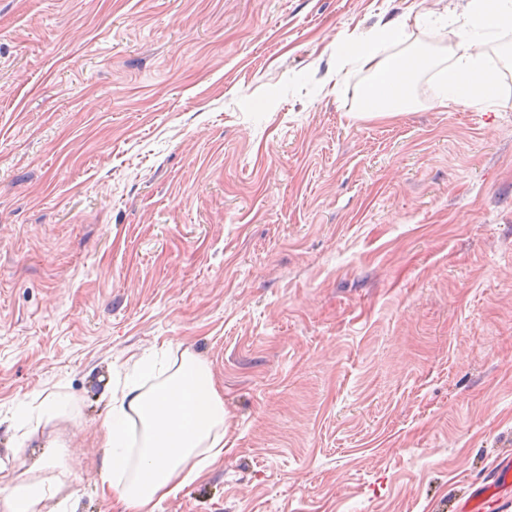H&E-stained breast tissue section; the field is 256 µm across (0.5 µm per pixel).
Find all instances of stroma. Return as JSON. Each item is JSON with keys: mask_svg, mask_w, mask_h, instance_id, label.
I'll use <instances>...</instances> for the list:
<instances>
[{"mask_svg": "<svg viewBox=\"0 0 512 512\" xmlns=\"http://www.w3.org/2000/svg\"><path fill=\"white\" fill-rule=\"evenodd\" d=\"M467 0H0V499L102 498L135 361L209 366L224 464L157 512H457L512 453V28L443 109ZM427 53L356 117L336 40ZM67 403L32 435L18 401ZM46 491L42 485H21L4 500L5 512H44Z\"/></svg>", "mask_w": 512, "mask_h": 512, "instance_id": "1", "label": "stroma"}]
</instances>
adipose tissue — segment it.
<instances>
[{"instance_id":"adipose-tissue-1","label":"adipose tissue","mask_w":512,"mask_h":512,"mask_svg":"<svg viewBox=\"0 0 512 512\" xmlns=\"http://www.w3.org/2000/svg\"><path fill=\"white\" fill-rule=\"evenodd\" d=\"M511 26L512 0H469L456 28L460 53L443 75L440 106L492 96L494 79L481 69L474 48L482 29ZM350 60L373 78L361 96L358 112L363 118L413 111L414 84L433 65L421 54L401 53L388 61L374 48L354 51L337 45V67ZM163 370L169 373L167 379L144 386L145 377ZM225 422L224 403L203 361L186 353L171 371L158 354L141 357L121 391L113 393L104 421L102 496L117 497L124 512H150L223 462Z\"/></svg>"}]
</instances>
